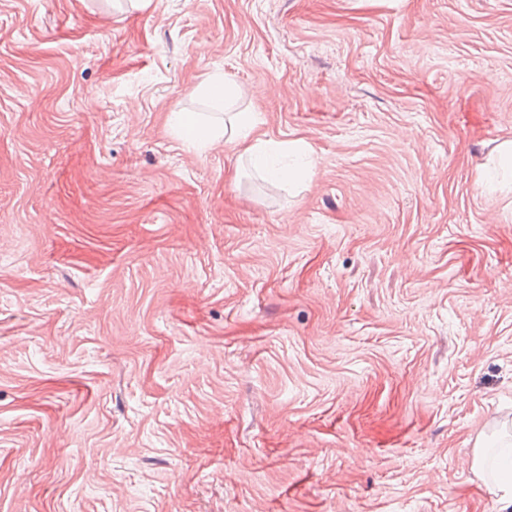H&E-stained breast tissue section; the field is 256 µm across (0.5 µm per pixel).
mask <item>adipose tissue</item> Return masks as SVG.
<instances>
[{"label":"adipose tissue","instance_id":"1","mask_svg":"<svg viewBox=\"0 0 512 512\" xmlns=\"http://www.w3.org/2000/svg\"><path fill=\"white\" fill-rule=\"evenodd\" d=\"M212 109L224 115L223 126H215L192 112H174L169 123L190 147L201 149L224 138L241 147L242 158L261 170L266 177L280 182L298 183L304 171L280 164L282 155L302 156L308 151L304 141L275 140L256 137L259 120L255 113L237 112L233 106L239 98L237 85L228 78L210 77L204 87ZM472 467L497 495L500 512H512V446L499 444L497 438H482L473 450Z\"/></svg>","mask_w":512,"mask_h":512}]
</instances>
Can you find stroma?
I'll use <instances>...</instances> for the list:
<instances>
[{
  "mask_svg": "<svg viewBox=\"0 0 512 512\" xmlns=\"http://www.w3.org/2000/svg\"><path fill=\"white\" fill-rule=\"evenodd\" d=\"M506 138L512 0H0V512H498ZM204 91L212 109L225 112L224 129L205 124L194 112H171L169 123L188 146L201 149L210 142L226 137L227 141L236 142L241 147L240 158H245L266 177L288 184H296L303 178L302 168L282 166L279 157L284 154L306 155L308 147L304 141L256 137L259 120L254 112H226L239 98L237 85L226 76H211ZM502 440L499 438L483 437L473 449V470L479 473L487 482L492 491L498 495L500 512L512 510V442H501L500 449L496 445ZM510 461V465H509Z\"/></svg>",
  "mask_w": 512,
  "mask_h": 512,
  "instance_id": "35a3bbf8",
  "label": "stroma"
}]
</instances>
